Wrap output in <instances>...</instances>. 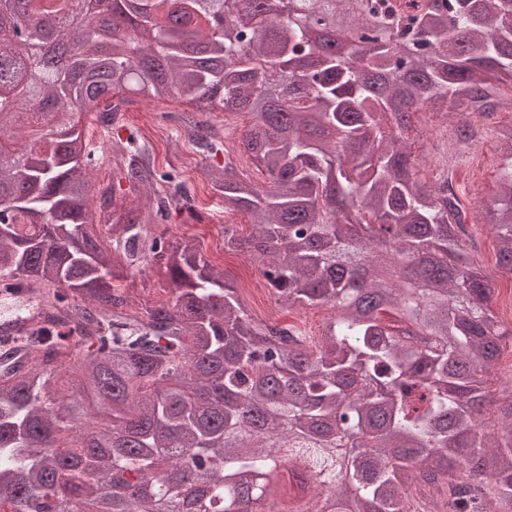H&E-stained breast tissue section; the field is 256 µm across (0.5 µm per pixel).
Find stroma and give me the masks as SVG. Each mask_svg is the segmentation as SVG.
Instances as JSON below:
<instances>
[{
    "instance_id": "35a3bbf8",
    "label": "stroma",
    "mask_w": 512,
    "mask_h": 512,
    "mask_svg": "<svg viewBox=\"0 0 512 512\" xmlns=\"http://www.w3.org/2000/svg\"><path fill=\"white\" fill-rule=\"evenodd\" d=\"M185 113L196 114L198 121L209 124L216 135L225 136L230 147L237 146L241 132L249 123L244 115L199 114L194 106L185 103L128 95L110 126L99 124L96 113L89 112L83 116L81 128L94 150L91 170L98 187H113L116 196L123 200L143 201L145 188L124 179L123 164L130 141L147 142L158 174L171 176L173 182L183 185L188 195L186 206L171 208L165 217L150 225L151 234L167 239L196 238L206 259L223 269L245 307L257 320H264L266 310L270 309L277 323L295 326L303 336L318 339L332 313L330 306L288 308L277 303L257 263L244 255L225 251L224 226L234 224L241 234H248L249 217L243 213H225L207 176L210 166L218 163L219 158L196 151L178 122L179 116ZM443 122V116L435 112L417 116L411 138L419 176L428 179L435 176L437 157L444 154L446 146L443 142L434 141L428 128ZM503 163L497 142L492 139L475 157L452 163L450 169V176L460 191L468 214V250L487 274L495 275V305L499 308L512 305V279L495 274V240L482 221L479 207L495 195ZM116 285L128 291L130 310L138 314L144 313L147 307L171 301L175 296L173 286L162 280L152 265L146 263L131 270L129 277L117 280Z\"/></svg>"
}]
</instances>
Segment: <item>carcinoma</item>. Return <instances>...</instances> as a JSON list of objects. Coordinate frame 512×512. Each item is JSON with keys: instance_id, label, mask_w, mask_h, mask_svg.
Here are the masks:
<instances>
[{"instance_id": "obj_1", "label": "carcinoma", "mask_w": 512, "mask_h": 512, "mask_svg": "<svg viewBox=\"0 0 512 512\" xmlns=\"http://www.w3.org/2000/svg\"><path fill=\"white\" fill-rule=\"evenodd\" d=\"M397 2L132 0L123 25L57 22L69 59L53 71L0 26V140L19 149L0 160V280L66 310L22 342L29 362L0 356V508L176 512L165 473L193 465L211 486L198 512H242L250 484L265 512H410L427 491L435 512H512V388L490 385L512 337L471 261L459 189L417 176L404 137L426 110L495 111L512 87V0L406 18ZM71 9L0 0L37 41ZM343 24L369 52L312 36ZM116 90L250 117L239 150L268 186L228 155L208 171L224 212L253 226L224 225V250L256 261L283 305H331L318 341L256 320L194 238L150 237L140 204H112L115 248L101 247L77 124L95 109L110 125ZM496 138L512 159V124ZM125 171L150 192L165 179L145 145ZM482 211L512 274V166ZM144 259L176 296L132 314L114 266ZM318 462L336 465L335 486L308 481Z\"/></svg>"}]
</instances>
